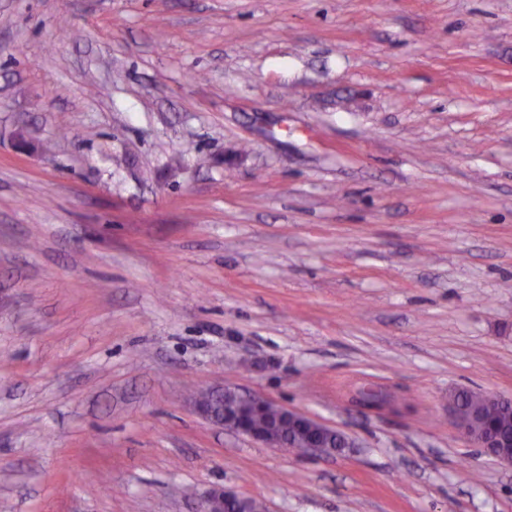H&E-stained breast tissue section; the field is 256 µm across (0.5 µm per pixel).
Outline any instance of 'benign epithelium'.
Wrapping results in <instances>:
<instances>
[{
    "label": "benign epithelium",
    "instance_id": "benign-epithelium-1",
    "mask_svg": "<svg viewBox=\"0 0 512 512\" xmlns=\"http://www.w3.org/2000/svg\"><path fill=\"white\" fill-rule=\"evenodd\" d=\"M224 395L222 391L206 394L198 402V410L206 419L224 426L225 429L246 436L269 447L297 448L315 455H334L336 449L324 447L319 438L322 432L335 433L330 428L304 414L289 410L275 402L255 396L237 395L239 405L229 411L216 412L215 401ZM449 407L457 425L466 438L486 449L499 462L512 466V451L507 441L490 426L480 424L474 413L463 403L449 399ZM290 422L304 430L306 434L299 441L286 435L281 424ZM251 498L224 488H214L205 497L199 512H224V504L228 503L243 512H248Z\"/></svg>",
    "mask_w": 512,
    "mask_h": 512
}]
</instances>
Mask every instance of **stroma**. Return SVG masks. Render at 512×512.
<instances>
[{"label": "stroma", "instance_id": "35a3bbf8", "mask_svg": "<svg viewBox=\"0 0 512 512\" xmlns=\"http://www.w3.org/2000/svg\"><path fill=\"white\" fill-rule=\"evenodd\" d=\"M461 388L512 397V0H0V512H512ZM227 391L234 392L240 403L237 407L224 412V409L238 404V400L235 397H224V392ZM220 396L223 397L224 403L220 413H218L216 412L215 401L219 400ZM198 410L207 420L269 447L297 448L303 452L315 455L336 454L339 451L336 450L339 444L337 438H330L332 444H335L336 440L335 448H326L318 436L322 432L335 433L342 438L344 445L350 446L344 434L304 414L288 410L270 399L243 396L229 388L206 394L205 397L199 400ZM263 419L266 420V423H258L259 420ZM283 422H291L292 425H297L307 432L300 441H293L289 435L282 431L281 424ZM449 407L457 425L469 441L485 448L499 462L512 466V451L508 449L506 440L492 427L481 425L474 413L463 403L450 398ZM250 501V497L226 490L223 487L214 488L206 495L199 512H223L225 502L243 510L241 512H246Z\"/></svg>", "mask_w": 512, "mask_h": 512}]
</instances>
